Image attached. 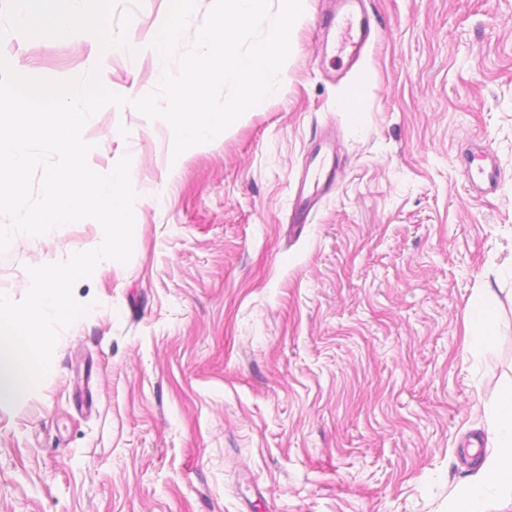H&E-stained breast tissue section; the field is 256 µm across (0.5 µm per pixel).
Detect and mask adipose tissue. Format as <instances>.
Wrapping results in <instances>:
<instances>
[{
    "mask_svg": "<svg viewBox=\"0 0 512 512\" xmlns=\"http://www.w3.org/2000/svg\"><path fill=\"white\" fill-rule=\"evenodd\" d=\"M86 11L68 8L48 16L20 7L17 22L22 27L52 39H63L83 24ZM473 330L466 339L469 353H480L495 342L493 310L487 296L471 302ZM489 453L473 478L448 500V512H487L491 501L512 499V386L497 396L488 416Z\"/></svg>",
    "mask_w": 512,
    "mask_h": 512,
    "instance_id": "ef3b65f1",
    "label": "adipose tissue"
}]
</instances>
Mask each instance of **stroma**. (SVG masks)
I'll return each mask as SVG.
<instances>
[{
  "instance_id": "1",
  "label": "stroma",
  "mask_w": 512,
  "mask_h": 512,
  "mask_svg": "<svg viewBox=\"0 0 512 512\" xmlns=\"http://www.w3.org/2000/svg\"><path fill=\"white\" fill-rule=\"evenodd\" d=\"M306 0L281 93L173 157L149 50L170 0H91L69 37L20 27L0 0V56L27 78L98 70L92 168L132 159L133 255L73 287L92 311L61 330L35 394L0 408V512H445L512 384V0H366L374 49L346 56ZM108 37H101V30ZM360 89V111L340 102ZM337 183L310 223L290 201L320 134ZM489 148L498 191L464 171ZM103 238L95 220L0 254V294L28 267ZM490 292L493 350L464 351Z\"/></svg>"
}]
</instances>
